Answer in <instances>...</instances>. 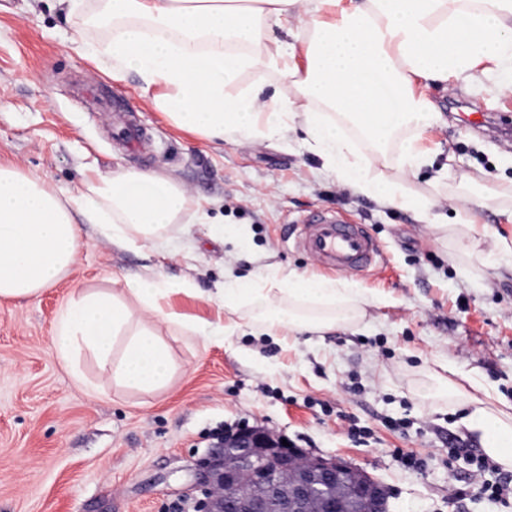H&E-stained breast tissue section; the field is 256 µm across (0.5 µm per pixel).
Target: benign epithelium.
<instances>
[{
    "instance_id": "7a95c632",
    "label": "benign epithelium",
    "mask_w": 512,
    "mask_h": 512,
    "mask_svg": "<svg viewBox=\"0 0 512 512\" xmlns=\"http://www.w3.org/2000/svg\"><path fill=\"white\" fill-rule=\"evenodd\" d=\"M195 471L196 512H389L387 488L368 474L258 427L224 433Z\"/></svg>"
}]
</instances>
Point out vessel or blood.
Segmentation results:
<instances>
[{
  "label": "vessel or blood",
  "instance_id": "b4317fda",
  "mask_svg": "<svg viewBox=\"0 0 512 512\" xmlns=\"http://www.w3.org/2000/svg\"><path fill=\"white\" fill-rule=\"evenodd\" d=\"M295 245L322 268L347 275L367 273L382 249L367 225L334 214H314L301 221Z\"/></svg>",
  "mask_w": 512,
  "mask_h": 512
}]
</instances>
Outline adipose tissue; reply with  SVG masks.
Returning <instances> with one entry per match:
<instances>
[{"instance_id": "1", "label": "adipose tissue", "mask_w": 512, "mask_h": 512, "mask_svg": "<svg viewBox=\"0 0 512 512\" xmlns=\"http://www.w3.org/2000/svg\"><path fill=\"white\" fill-rule=\"evenodd\" d=\"M85 24H111L101 53L112 75L135 72L153 107L176 128L214 142L301 133L327 174L357 194L436 224L432 202L383 177L390 144L412 173L428 155L421 132L442 122L424 87L495 76L512 93V0H96ZM291 96H266V76ZM88 195L62 200L37 178L0 164V299L37 295L67 276L84 246L79 225L108 242L165 244L187 213V189L142 171H93ZM193 280L112 279L70 299L56 324L60 357L88 351L114 383L164 390L176 368L157 326L206 342L235 333L248 315L263 336H324L366 316L369 298L349 283L289 273L245 279L227 273L213 295L228 322L188 317L172 303L196 295ZM423 398H448L489 458L512 469V414L434 379Z\"/></svg>"}]
</instances>
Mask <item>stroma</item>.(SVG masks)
<instances>
[{
  "label": "stroma",
  "instance_id": "obj_1",
  "mask_svg": "<svg viewBox=\"0 0 512 512\" xmlns=\"http://www.w3.org/2000/svg\"><path fill=\"white\" fill-rule=\"evenodd\" d=\"M109 33L83 26L59 0H0V163L65 196L86 193L92 166L151 171L181 182L192 202L159 248H119L82 225L69 275L37 296L0 299V512H194L196 460L217 434L243 425L367 472L389 490L390 512H512L478 494L470 461L481 443L461 411L416 393L445 362L455 382L478 381L490 407L512 413V269L462 253L455 197L461 175L497 189L475 211L482 247L512 246V144L467 120L512 119V94L487 79L470 90L429 87L445 117L421 139L432 164L405 178L392 160L384 172L436 200L449 225L435 229L340 184L298 136L209 142L175 128L136 73L112 77L77 52L78 40ZM446 164L455 179L435 182ZM312 211L366 224L387 256L354 281L372 300L356 326L287 343L247 322L208 343L170 339L179 370L154 393L113 385L90 353L73 366L59 358L61 309L111 276L194 279L198 295L175 305L211 321L228 317L207 299L225 267L323 277L293 243ZM202 213L228 229L225 240L210 237ZM407 454L422 466H407Z\"/></svg>",
  "mask_w": 512,
  "mask_h": 512
}]
</instances>
